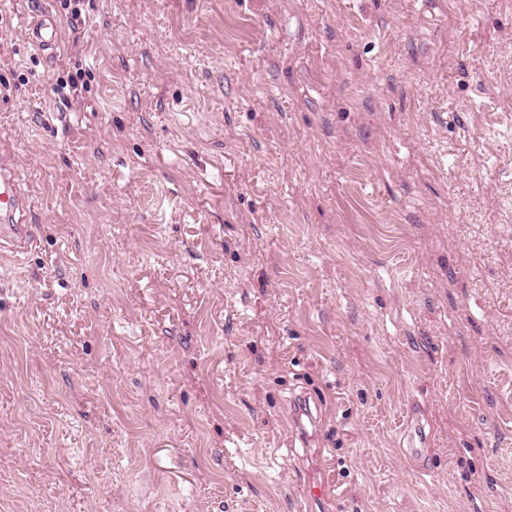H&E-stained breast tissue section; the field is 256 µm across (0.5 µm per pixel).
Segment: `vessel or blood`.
<instances>
[{"mask_svg":"<svg viewBox=\"0 0 512 512\" xmlns=\"http://www.w3.org/2000/svg\"><path fill=\"white\" fill-rule=\"evenodd\" d=\"M56 24L40 16L29 25L30 41L43 52H53L57 41ZM33 205L23 189L15 154L9 144L0 140V250L20 257L35 250L39 238L29 220ZM408 452L421 467H429L431 451L425 426L418 415L408 418L403 432Z\"/></svg>","mask_w":512,"mask_h":512,"instance_id":"1","label":"vessel or blood"}]
</instances>
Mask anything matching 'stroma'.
Listing matches in <instances>:
<instances>
[{"label": "stroma", "instance_id": "stroma-1", "mask_svg": "<svg viewBox=\"0 0 512 512\" xmlns=\"http://www.w3.org/2000/svg\"><path fill=\"white\" fill-rule=\"evenodd\" d=\"M80 7L0 0V512H512V0ZM28 30L29 40L41 52H47V57H51L58 37L56 24L50 18L40 16L29 24ZM34 207L23 189L15 154L9 144L0 140V250L14 259L35 250L39 238L29 221ZM403 438L406 440L410 456L419 462V466L429 468L431 459V451L428 448L429 439L422 419L416 412L409 416Z\"/></svg>", "mask_w": 512, "mask_h": 512}]
</instances>
